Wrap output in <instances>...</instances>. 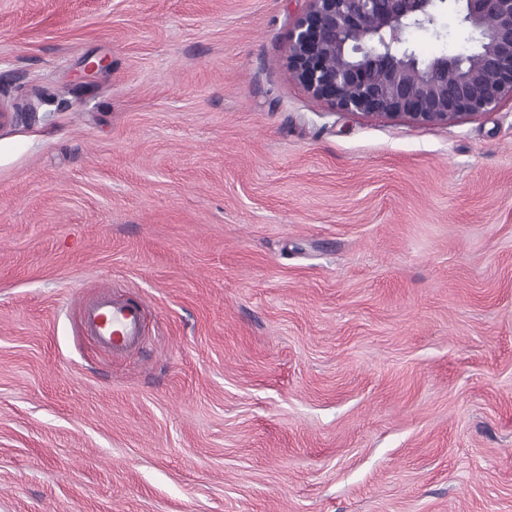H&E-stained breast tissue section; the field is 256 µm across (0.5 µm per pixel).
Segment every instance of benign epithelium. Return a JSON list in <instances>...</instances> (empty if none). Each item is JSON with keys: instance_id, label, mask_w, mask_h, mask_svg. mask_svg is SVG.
<instances>
[{"instance_id": "7a95c632", "label": "benign epithelium", "mask_w": 512, "mask_h": 512, "mask_svg": "<svg viewBox=\"0 0 512 512\" xmlns=\"http://www.w3.org/2000/svg\"><path fill=\"white\" fill-rule=\"evenodd\" d=\"M307 2L290 32L289 67L341 111L434 125L512 97V0H460L477 50L428 62L403 47V36L433 24L447 0Z\"/></svg>"}]
</instances>
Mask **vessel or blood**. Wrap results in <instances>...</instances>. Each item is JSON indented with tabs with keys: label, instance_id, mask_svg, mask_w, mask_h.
Listing matches in <instances>:
<instances>
[{
	"label": "vessel or blood",
	"instance_id": "1",
	"mask_svg": "<svg viewBox=\"0 0 512 512\" xmlns=\"http://www.w3.org/2000/svg\"><path fill=\"white\" fill-rule=\"evenodd\" d=\"M82 323L87 335L113 355L121 356L141 341L145 328L144 306L103 285L98 287L95 300L85 307Z\"/></svg>",
	"mask_w": 512,
	"mask_h": 512
}]
</instances>
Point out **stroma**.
<instances>
[{"label": "stroma", "instance_id": "1", "mask_svg": "<svg viewBox=\"0 0 512 512\" xmlns=\"http://www.w3.org/2000/svg\"><path fill=\"white\" fill-rule=\"evenodd\" d=\"M305 8L0 0V512H512V100L334 109ZM112 287H98L96 298L82 315L83 327L89 336L114 356H122L141 341L145 328L144 306L112 292Z\"/></svg>", "mask_w": 512, "mask_h": 512}]
</instances>
